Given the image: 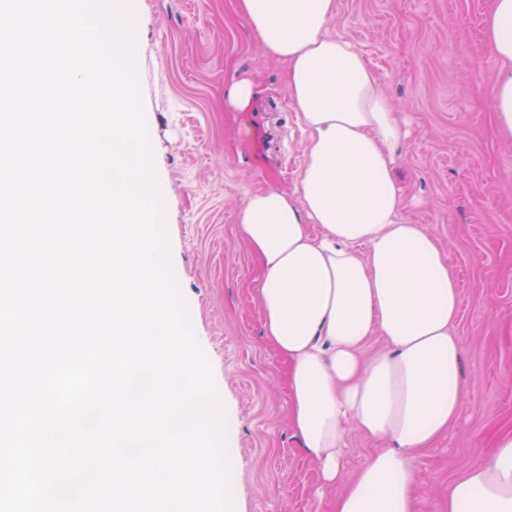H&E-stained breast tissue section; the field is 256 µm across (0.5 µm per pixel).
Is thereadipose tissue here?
<instances>
[{
    "label": "adipose tissue",
    "instance_id": "ef3b65f1",
    "mask_svg": "<svg viewBox=\"0 0 512 512\" xmlns=\"http://www.w3.org/2000/svg\"><path fill=\"white\" fill-rule=\"evenodd\" d=\"M265 53L285 64L306 133L293 189L245 199L237 222L260 272L266 339L287 364L290 423L332 512H414L411 452L431 447L463 401L456 274L437 240L402 219L394 170L409 135L356 45L328 33L337 0H235ZM485 37L501 68L490 89L512 139V0ZM386 347L362 353L372 336ZM390 448L344 473L343 427ZM447 512H512V432L448 486Z\"/></svg>",
    "mask_w": 512,
    "mask_h": 512
}]
</instances>
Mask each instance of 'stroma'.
<instances>
[{
	"mask_svg": "<svg viewBox=\"0 0 512 512\" xmlns=\"http://www.w3.org/2000/svg\"><path fill=\"white\" fill-rule=\"evenodd\" d=\"M493 0H338L328 31L355 43L409 124L396 179L406 223L435 237L460 288L464 405L414 452L415 512H446L448 486L512 431V140L496 136L484 37ZM136 68L157 177L168 187L174 276L224 391L238 512H331L291 427L286 365L263 331L258 265L237 214L251 192L293 188L305 135L282 62L267 58L234 0H134ZM251 75L241 118L224 85Z\"/></svg>",
	"mask_w": 512,
	"mask_h": 512,
	"instance_id": "obj_1",
	"label": "stroma"
}]
</instances>
